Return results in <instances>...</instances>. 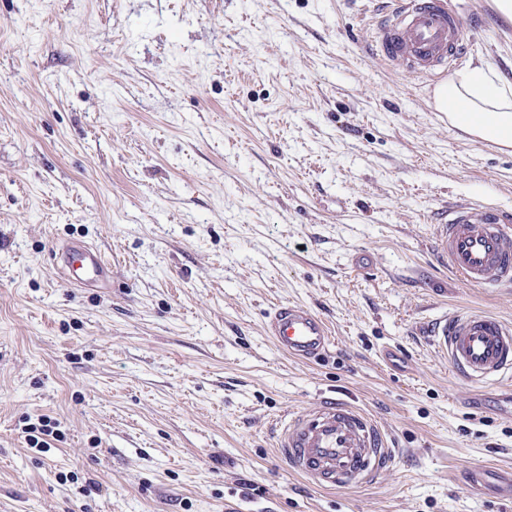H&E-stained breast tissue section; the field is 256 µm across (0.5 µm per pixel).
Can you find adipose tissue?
I'll return each mask as SVG.
<instances>
[{"mask_svg":"<svg viewBox=\"0 0 512 512\" xmlns=\"http://www.w3.org/2000/svg\"><path fill=\"white\" fill-rule=\"evenodd\" d=\"M434 98L437 109L452 113L461 129L483 130L512 147V79L474 65L439 85Z\"/></svg>","mask_w":512,"mask_h":512,"instance_id":"obj_1","label":"adipose tissue"}]
</instances>
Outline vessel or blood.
Wrapping results in <instances>:
<instances>
[{
    "mask_svg": "<svg viewBox=\"0 0 512 512\" xmlns=\"http://www.w3.org/2000/svg\"><path fill=\"white\" fill-rule=\"evenodd\" d=\"M370 44L384 63L433 77L444 76L469 53L462 18L445 0H388ZM435 252L463 284L512 288V211L470 203L450 206L447 221L436 229ZM105 264L90 246H68L57 268L70 284L78 275L99 280ZM267 329L282 352L303 361L324 355L331 344L326 321L295 304L275 306ZM426 333L462 379H512V324L487 313L460 312L430 319ZM279 425L281 459L323 490L365 484L397 455L376 419L337 396L281 417Z\"/></svg>",
    "mask_w": 512,
    "mask_h": 512,
    "instance_id": "obj_1",
    "label": "vessel or blood"
}]
</instances>
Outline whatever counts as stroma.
I'll list each match as a JSON object with an SVG mask.
<instances>
[{"instance_id": "obj_1", "label": "stroma", "mask_w": 512, "mask_h": 512, "mask_svg": "<svg viewBox=\"0 0 512 512\" xmlns=\"http://www.w3.org/2000/svg\"><path fill=\"white\" fill-rule=\"evenodd\" d=\"M448 2L471 64L512 77V16ZM373 9L0 0V512H512V389L424 336L446 311L512 321V292L433 252L455 202L512 210V153L372 54ZM74 242L109 284L60 282ZM281 302L327 320L322 360L267 336ZM331 393L399 453L325 491L274 443Z\"/></svg>"}]
</instances>
